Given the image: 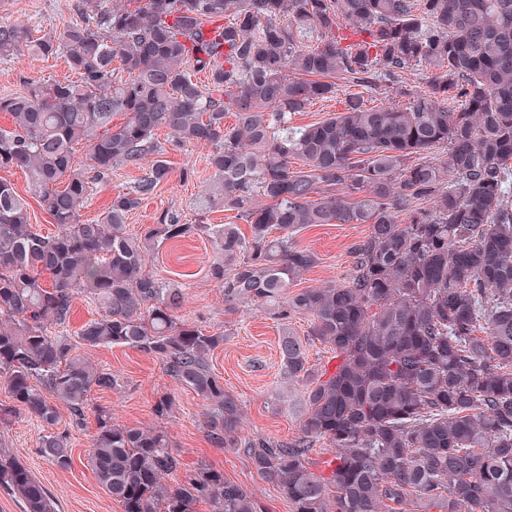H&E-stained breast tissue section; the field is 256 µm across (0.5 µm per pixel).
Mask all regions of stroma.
Instances as JSON below:
<instances>
[{
	"instance_id": "stroma-1",
	"label": "stroma",
	"mask_w": 512,
	"mask_h": 512,
	"mask_svg": "<svg viewBox=\"0 0 512 512\" xmlns=\"http://www.w3.org/2000/svg\"><path fill=\"white\" fill-rule=\"evenodd\" d=\"M74 2L0 0V21L29 25L40 36L75 22ZM70 75L63 58L34 57L23 50L9 61H0V97L20 92L29 81H62ZM429 75V69L420 65L404 72L397 81L382 80L370 89L341 83L335 97L314 101L306 112L295 116L294 123L304 126L331 117L343 111L351 97L362 98L368 104H404L413 93L426 88ZM155 139L165 151L170 176L129 215L127 233L141 234L167 213L179 216L184 224L234 222L235 214L231 211L201 214L195 210V200L212 175L207 165L210 146H173L165 128L156 131ZM142 174L138 167L114 168L109 181L94 186L78 212L80 221L99 219L112 194L132 189ZM367 232L364 224H328L297 233L296 242L317 257L315 266L298 280V288L344 282L352 269L351 248ZM213 258L209 238L195 234L160 244L150 257L149 266L158 278L183 285L186 302L181 317L202 329L223 331L224 343L210 356L209 364L223 379L225 390L239 400L249 437L275 442L294 439L301 433L298 405L303 398L302 390H295L286 404L277 407L272 405L270 396L280 384L278 341L283 329L304 338L309 334L311 321L307 316L297 315L284 324L256 306L226 309L222 289L208 274ZM77 352L96 365L111 369L122 385L118 391L92 393V408L111 410L114 422L122 425L162 427L173 452L180 456L186 468L206 461L222 471L226 479L252 490L264 512H292L278 485L260 477L242 452L218 448L208 441L203 430L202 401L166 373L160 358L121 345L92 349L81 346ZM166 394L173 397L175 406L172 416L161 420L153 408ZM54 430L68 436L73 454L71 469L59 470L40 456L37 443L43 428L21 412L0 422V449L29 468L53 497L56 512H122L121 506L99 485L88 463L95 433L94 418H86L82 428L72 427L70 413L63 407Z\"/></svg>"
}]
</instances>
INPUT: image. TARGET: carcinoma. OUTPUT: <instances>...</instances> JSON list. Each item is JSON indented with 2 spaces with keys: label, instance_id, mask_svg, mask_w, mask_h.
Listing matches in <instances>:
<instances>
[{
  "label": "carcinoma",
  "instance_id": "obj_1",
  "mask_svg": "<svg viewBox=\"0 0 512 512\" xmlns=\"http://www.w3.org/2000/svg\"><path fill=\"white\" fill-rule=\"evenodd\" d=\"M75 8L80 20L56 35L0 22V61L25 47L63 57L75 76L0 97L12 118L0 127V171L25 172L60 227L33 231L27 202L0 177V382L13 400L0 405V421L22 411L52 428L62 404L82 427L92 392L116 389L119 378L76 348L123 345L159 357L204 403L208 440L242 450L293 512H512V0H78ZM217 22L222 55L201 38ZM314 33L320 43L306 46ZM421 64L428 90L405 108L352 100L292 125L335 94L338 80L370 88ZM192 69L211 82L192 80ZM160 128L180 147H212L198 210L237 212L251 237L235 224L168 214L139 237L125 232L127 215L169 178L157 158ZM78 144L88 147L92 177L73 167ZM437 149L445 160L427 158ZM151 156L102 218L78 220L95 181ZM324 224L369 232L344 283L292 293L316 264L294 236ZM194 234L211 241L209 274L224 302L284 321L308 315V340L335 354L334 370L319 373L302 339L282 332L281 379L307 384L293 440L242 435L239 400L209 365L224 333L178 316L184 289L148 268L162 242ZM79 296L102 314L71 337ZM95 420L89 465L123 512H195L199 501L210 512H262L252 492L202 460L168 482L182 462L164 430L116 424L106 409ZM321 440L333 454L325 475L308 464ZM38 448L71 469L66 435L43 434ZM0 486L26 512H56L28 468L2 455Z\"/></svg>",
  "mask_w": 512,
  "mask_h": 512
}]
</instances>
